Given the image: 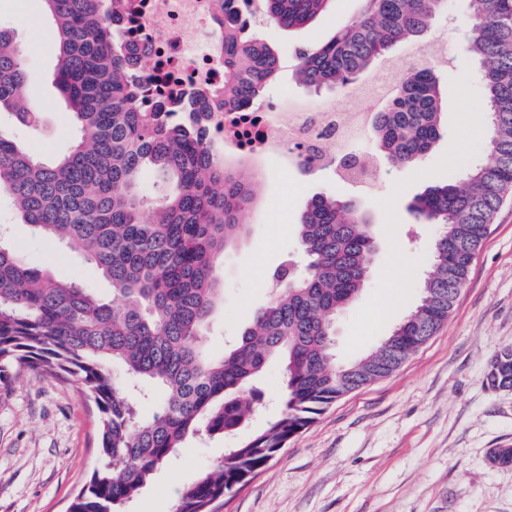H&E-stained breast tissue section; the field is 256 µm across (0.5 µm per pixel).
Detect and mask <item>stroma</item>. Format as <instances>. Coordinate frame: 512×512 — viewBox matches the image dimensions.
Here are the masks:
<instances>
[{
    "label": "stroma",
    "mask_w": 512,
    "mask_h": 512,
    "mask_svg": "<svg viewBox=\"0 0 512 512\" xmlns=\"http://www.w3.org/2000/svg\"><path fill=\"white\" fill-rule=\"evenodd\" d=\"M358 0L299 28L260 18L257 31L279 53L281 71L265 97L277 112L336 107L377 112L390 69L432 68L444 100L442 138L415 165L379 163L376 184L359 187L333 169L301 173L278 156L249 166L259 182L244 235L224 253L219 301L203 343L220 356L272 291L284 261L304 271L295 226L318 194L357 199L376 238L361 297L337 321L336 358L373 348L415 305L430 267L435 225L418 223L410 206L434 179L460 176L480 155L484 98L477 66L465 50V0H448L426 43H403L349 89L316 93L293 77L298 50L328 41L356 17ZM12 29L26 57V96L39 106L37 130L0 117L34 155L53 160L74 143L69 112L55 85L59 41L44 0H0V26ZM0 243L60 280H77L103 296L112 286L64 244L40 237L0 202ZM512 346V197L476 252L466 284L437 333L390 376L328 405L286 448L213 512H512V466H495L491 449L512 444V391L486 380L489 360ZM99 422L81 385L26 369L0 378V512H66L100 463ZM234 435H198L127 507L171 512L183 490L236 447Z\"/></svg>",
    "instance_id": "1"
}]
</instances>
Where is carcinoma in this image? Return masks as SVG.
<instances>
[{"label": "carcinoma", "instance_id": "cac0c4a2", "mask_svg": "<svg viewBox=\"0 0 512 512\" xmlns=\"http://www.w3.org/2000/svg\"><path fill=\"white\" fill-rule=\"evenodd\" d=\"M215 0L214 28L224 44V86L171 96L184 117L171 121L141 102L143 64L114 27L115 0H45L60 44L56 85L75 127L71 150L45 161L0 129V196L42 237L64 243L112 285L104 298L82 283L54 278L0 245V373L36 368L75 379L99 417L101 463L68 512H124L189 435L239 434L262 400L257 383L268 364L283 367L282 409L242 436L224 459L200 473L173 512H211L308 426L336 398L385 377L433 336L464 286L489 224L512 196V0H466V48L478 65L488 137L464 184L442 178L413 201L422 224H436L430 270L420 297L380 348L336 360V319L361 294L376 249L355 201L316 195L296 225L310 259L297 274L286 261L273 273L277 289L220 357L201 337L219 289L213 271L243 234V215L258 184L224 165L201 135L198 112L261 97L281 68L278 52ZM334 0H260L288 29L303 27ZM357 19L310 52L294 69L315 91L345 89L398 43L420 44L446 0H359ZM25 54L0 29V114L37 128L39 113L24 95ZM443 100L427 68L400 72L373 119L379 151L395 166L421 161L441 138ZM151 174L164 187L153 203L142 193ZM123 368L131 387L163 393L141 416L129 390L112 379ZM489 385H512V347L491 359Z\"/></svg>", "mask_w": 512, "mask_h": 512}]
</instances>
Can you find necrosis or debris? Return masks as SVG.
I'll list each match as a JSON object with an SVG mask.
<instances>
[{"instance_id":"necrosis-or-debris-1","label":"necrosis or debris","mask_w":512,"mask_h":512,"mask_svg":"<svg viewBox=\"0 0 512 512\" xmlns=\"http://www.w3.org/2000/svg\"><path fill=\"white\" fill-rule=\"evenodd\" d=\"M118 13L145 66L144 105L173 90L223 86L224 52L211 33L212 0H120ZM203 126L209 142L226 156H286L295 145L315 159L344 151L365 128L348 112H273L262 100L211 113Z\"/></svg>"}]
</instances>
